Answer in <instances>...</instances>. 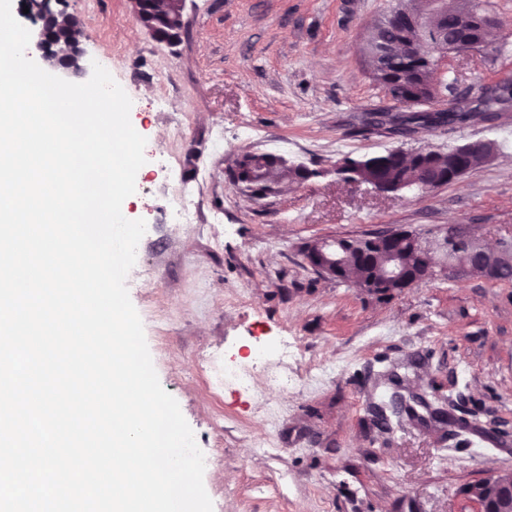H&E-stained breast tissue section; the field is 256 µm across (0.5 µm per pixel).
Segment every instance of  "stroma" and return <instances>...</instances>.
Here are the masks:
<instances>
[{"mask_svg": "<svg viewBox=\"0 0 512 512\" xmlns=\"http://www.w3.org/2000/svg\"><path fill=\"white\" fill-rule=\"evenodd\" d=\"M489 2L494 48L439 59L435 78L451 89L432 110L512 78V0ZM64 5L85 34L87 60L109 63L147 140L122 213L150 224L139 249L153 271L133 267L126 285L159 381L212 459L204 486L213 512H474L465 487L512 472V281L433 276L380 300L314 271L302 247L390 227H512V150L427 193L380 195L334 172L346 156L496 140L512 129V111L493 125L474 119L406 137L363 130L367 113L413 111L376 85L360 52L395 0H187L186 27L171 44L147 33L130 0ZM161 97L168 111L156 110ZM245 126L254 139L236 138ZM217 130L224 147L216 154ZM281 142L313 177L248 200L228 167ZM186 184L204 211L223 212L213 227L221 248L194 227L156 223L163 195ZM258 341L288 345L294 356L285 364L270 358L250 393L210 390L205 359L223 352L247 363ZM324 363L340 370L321 384L285 397L269 385V374L305 379ZM396 377L429 404L411 403L386 432L369 408ZM433 407L466 419L481 447L434 422ZM270 442L272 457L262 453Z\"/></svg>", "mask_w": 512, "mask_h": 512, "instance_id": "1", "label": "stroma"}]
</instances>
